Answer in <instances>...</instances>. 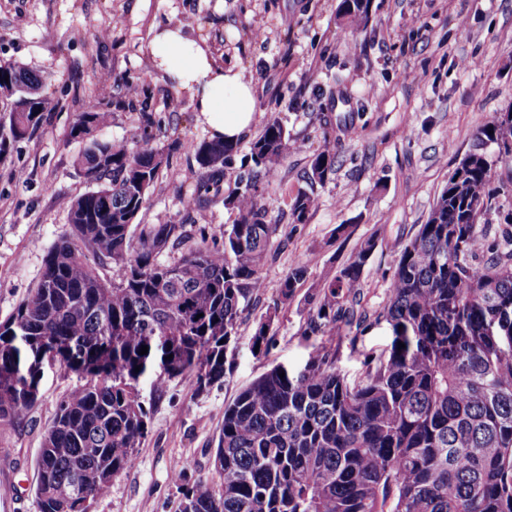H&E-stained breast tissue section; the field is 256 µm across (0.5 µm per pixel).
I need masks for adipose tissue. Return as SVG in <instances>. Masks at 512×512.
I'll list each match as a JSON object with an SVG mask.
<instances>
[{
    "label": "adipose tissue",
    "mask_w": 512,
    "mask_h": 512,
    "mask_svg": "<svg viewBox=\"0 0 512 512\" xmlns=\"http://www.w3.org/2000/svg\"><path fill=\"white\" fill-rule=\"evenodd\" d=\"M152 53L174 86L191 90L197 118L212 138L235 141L250 129L256 117L255 91L240 70L218 65L179 28L159 31Z\"/></svg>",
    "instance_id": "1"
}]
</instances>
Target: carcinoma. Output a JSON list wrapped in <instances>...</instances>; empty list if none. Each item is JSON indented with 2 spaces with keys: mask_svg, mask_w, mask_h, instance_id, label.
<instances>
[{
  "mask_svg": "<svg viewBox=\"0 0 512 512\" xmlns=\"http://www.w3.org/2000/svg\"><path fill=\"white\" fill-rule=\"evenodd\" d=\"M369 4L340 0L338 12L351 23L368 18ZM28 81L42 86L46 78L0 65V110L9 113L0 144L31 136L48 110L42 96L39 111H13ZM108 119L96 103L75 116L69 140L81 149L74 166L95 188L70 201L71 233L48 250L41 279L0 323L1 422L36 402L44 365L88 378L44 430L37 512H88L112 478L135 465L150 422L137 382L155 364L166 366L155 383L186 376L199 395L224 381L227 343L244 305L263 290L262 269L275 253L278 225L267 223L259 188L290 149L279 118L250 142L254 167L239 173L231 199L237 222L220 240L200 233L173 263L162 254L181 242L183 225L154 224L132 235L163 151L144 128L126 141L100 137ZM492 145L512 149V117L499 113L478 129L463 177L451 173L400 251L377 315L394 335L389 356L355 381L327 350L297 372L277 366L256 378L224 407L211 452L220 484L189 481V461L174 472L179 512H512V341L504 343L512 337V231L491 241L478 231L493 192ZM238 146L216 140L190 149L214 174ZM335 166V150L313 154L306 187L291 199L292 223L308 222L315 186ZM375 248L364 239L309 295L304 335L342 338L365 321L355 288ZM108 262L124 269L117 284L97 270ZM306 274V261L296 258L280 283L281 301ZM275 316L267 312L254 330L252 345L261 351ZM494 316L501 333L490 336ZM14 328L38 344L58 341L31 356L29 392L13 379Z\"/></svg>",
  "mask_w": 512,
  "mask_h": 512,
  "instance_id": "obj_1",
  "label": "carcinoma"
}]
</instances>
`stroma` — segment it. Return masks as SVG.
Returning <instances> with one entry per match:
<instances>
[{
	"mask_svg": "<svg viewBox=\"0 0 512 512\" xmlns=\"http://www.w3.org/2000/svg\"><path fill=\"white\" fill-rule=\"evenodd\" d=\"M340 0H0V64L17 63L46 75L50 101L35 133L0 155V322L39 280L48 249L70 233L61 204L88 191L73 166L79 143L68 133L78 112L97 101L109 112L103 138L120 140L151 117L163 166L138 224L183 225L190 240L200 232L221 236L238 218L229 198L236 176L250 168L251 140L270 117L286 126L294 148L275 180L263 184L267 220L278 225L275 256L266 264L262 292L252 296L229 353L222 384L196 394L190 378L154 391L139 388L151 407L149 431L133 468L117 475L91 512H175L173 472L192 461L191 479L218 476L210 463L224 407L272 367L302 369L329 341L303 333L313 286L344 263L367 237L376 249L356 288L366 322L355 343H342L336 366L361 377L370 360L387 357L393 340L384 306L402 246L425 223L449 175L476 130L512 108V0H371L358 34L337 17ZM267 33L255 37L254 17ZM178 25L198 38L212 58L239 68L256 88V121L218 189L197 198L207 175L186 142L209 141L189 92L169 84L150 41L157 29ZM181 103L171 110L170 100ZM337 150L334 172L316 186L308 223H293L294 191L314 153ZM25 170L26 182L13 178ZM496 193L479 227L494 235L512 213V169L495 163ZM349 223V239L335 238ZM308 272L294 298L279 305V283L296 257ZM277 308L266 350L251 336L261 315ZM79 375L46 367L34 406L0 424V512H36V459L45 427L60 401L83 385Z\"/></svg>",
	"mask_w": 512,
	"mask_h": 512,
	"instance_id": "obj_1",
	"label": "stroma"
}]
</instances>
